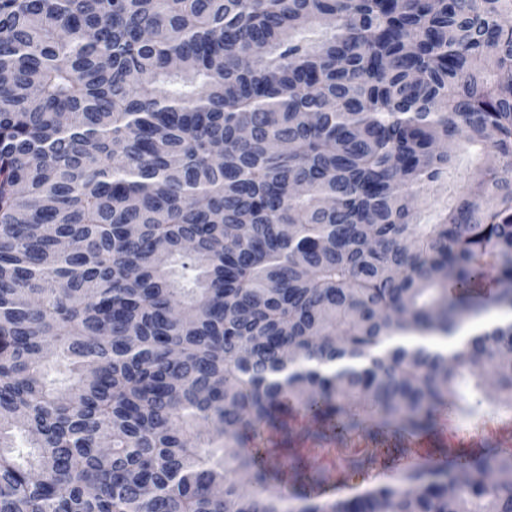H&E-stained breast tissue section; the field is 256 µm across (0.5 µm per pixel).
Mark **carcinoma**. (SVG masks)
Segmentation results:
<instances>
[{
	"label": "carcinoma",
	"instance_id": "carcinoma-1",
	"mask_svg": "<svg viewBox=\"0 0 512 512\" xmlns=\"http://www.w3.org/2000/svg\"><path fill=\"white\" fill-rule=\"evenodd\" d=\"M512 0H0V512H512ZM478 156L429 218L433 187ZM311 423L293 433L294 414ZM499 320L500 318L496 313H490L488 315L479 316L465 323L449 336H421L419 334L409 333L402 335L408 337H398L395 339V342L403 341L411 345L421 344L433 349L441 350L445 353H451L460 349L470 337L479 334L485 328ZM475 408L477 413L471 416L456 412L448 417L447 413L438 419L432 431L412 437L411 448L418 449V452L400 461L399 467L392 472L396 476L394 480L401 477L406 461L415 463L425 460L428 453L426 460L435 461V458L440 457L442 445L446 442L473 450L487 446L512 449V412L490 401H483ZM325 446L316 449L308 456V462L315 469H321L333 474L336 478V486L329 491V495L336 496L337 490L345 486L357 485L359 493L370 490L386 481L381 475L380 467H373L363 471H353L349 467V460L363 456L371 451V442L363 435L356 434L352 437L347 448L333 449Z\"/></svg>",
	"mask_w": 512,
	"mask_h": 512
}]
</instances>
